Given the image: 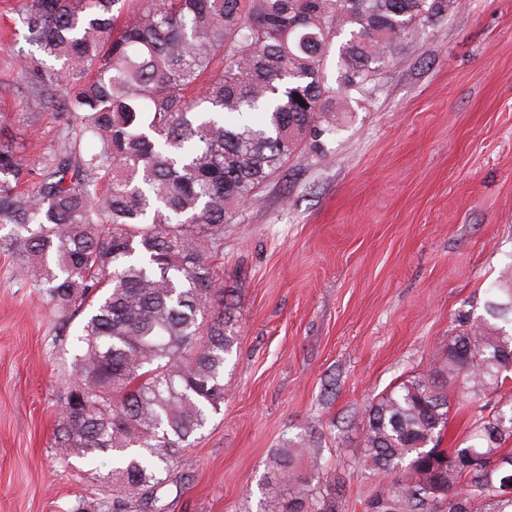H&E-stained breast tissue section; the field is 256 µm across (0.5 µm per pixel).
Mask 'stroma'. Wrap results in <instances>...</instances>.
I'll use <instances>...</instances> for the list:
<instances>
[{"mask_svg":"<svg viewBox=\"0 0 512 512\" xmlns=\"http://www.w3.org/2000/svg\"><path fill=\"white\" fill-rule=\"evenodd\" d=\"M18 5L0 0V84L35 51L11 34ZM393 58L325 157H293L224 226V403L173 468L168 512H262L268 458L301 437L357 502L370 402L441 362L512 268V0H463ZM27 109L5 96L0 136L33 161L62 123L30 137ZM82 322L0 251V512H76L102 491L54 446Z\"/></svg>","mask_w":512,"mask_h":512,"instance_id":"1","label":"stroma"}]
</instances>
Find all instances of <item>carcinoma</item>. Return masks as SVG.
<instances>
[{
    "label": "carcinoma",
    "mask_w": 512,
    "mask_h": 512,
    "mask_svg": "<svg viewBox=\"0 0 512 512\" xmlns=\"http://www.w3.org/2000/svg\"><path fill=\"white\" fill-rule=\"evenodd\" d=\"M21 2L46 58L3 91L30 100L31 134L49 111L66 130L33 163L0 139V224L13 225L0 248L59 309L88 311L54 444L66 461L112 451L85 512H166L163 474L224 403V223L293 156L325 155L352 93L456 0ZM486 313L459 322L441 366L368 406L356 466L374 512H512V403H491L512 385V288ZM455 383L478 406L470 434L441 448ZM268 470L279 491L263 512H347L309 440Z\"/></svg>",
    "instance_id": "1"
}]
</instances>
